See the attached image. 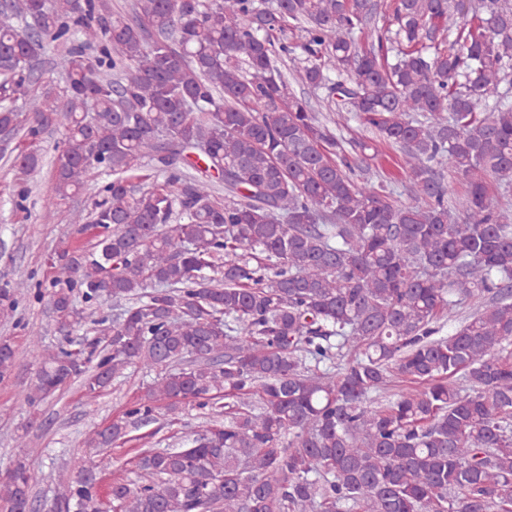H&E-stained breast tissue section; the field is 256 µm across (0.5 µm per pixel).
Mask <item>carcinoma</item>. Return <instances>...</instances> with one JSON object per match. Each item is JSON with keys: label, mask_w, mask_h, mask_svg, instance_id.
I'll return each mask as SVG.
<instances>
[{"label": "carcinoma", "mask_w": 512, "mask_h": 512, "mask_svg": "<svg viewBox=\"0 0 512 512\" xmlns=\"http://www.w3.org/2000/svg\"><path fill=\"white\" fill-rule=\"evenodd\" d=\"M390 8L382 29L372 0H134L131 20L109 0L0 6V133L25 142L0 153L26 181L58 128L45 208L93 199L71 219L98 229L91 250L52 263L55 321H88L76 294L125 303L91 320L106 344L32 337L22 400L92 361L91 393L131 365L156 372L88 439L96 454L162 408L209 418L178 448L139 449L113 512H512V201L494 193L512 184V7ZM287 29L300 36L272 37ZM48 42L66 48L61 85L36 92ZM296 53V80L364 133L294 93ZM386 155L395 173L375 184L363 163ZM30 279L15 270L1 315ZM14 365L1 338L0 380ZM16 447L0 512H26L43 480ZM96 468L60 478L49 512H102Z\"/></svg>", "instance_id": "1"}]
</instances>
